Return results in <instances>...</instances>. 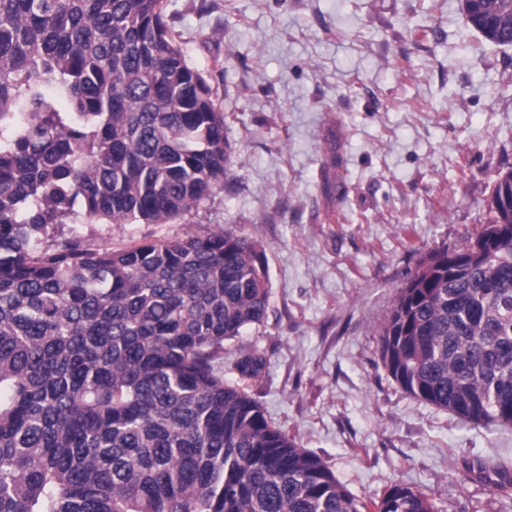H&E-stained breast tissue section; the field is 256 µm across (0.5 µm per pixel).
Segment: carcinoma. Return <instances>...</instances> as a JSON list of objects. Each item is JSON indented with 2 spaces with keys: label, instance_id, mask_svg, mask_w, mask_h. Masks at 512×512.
I'll list each match as a JSON object with an SVG mask.
<instances>
[{
  "label": "carcinoma",
  "instance_id": "1",
  "mask_svg": "<svg viewBox=\"0 0 512 512\" xmlns=\"http://www.w3.org/2000/svg\"><path fill=\"white\" fill-rule=\"evenodd\" d=\"M512 38V0H462ZM225 116L163 0H0V512H368L250 394L265 257L231 229L120 249L54 224H168L224 183ZM512 169L485 224L396 289L387 377L478 426L512 427ZM80 205L81 212L74 210ZM494 487L512 496V470ZM375 512H437L391 487Z\"/></svg>",
  "mask_w": 512,
  "mask_h": 512
}]
</instances>
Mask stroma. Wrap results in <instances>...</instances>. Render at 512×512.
<instances>
[{
  "mask_svg": "<svg viewBox=\"0 0 512 512\" xmlns=\"http://www.w3.org/2000/svg\"><path fill=\"white\" fill-rule=\"evenodd\" d=\"M231 146L222 187L168 224H83L93 248L229 228L263 250L266 321L225 344L268 360L251 394L363 502L405 484L438 512H512L492 478L512 429L417 401L378 330L431 250L483 224L512 166V47L461 0H164Z\"/></svg>",
  "mask_w": 512,
  "mask_h": 512,
  "instance_id": "35a3bbf8",
  "label": "stroma"
}]
</instances>
